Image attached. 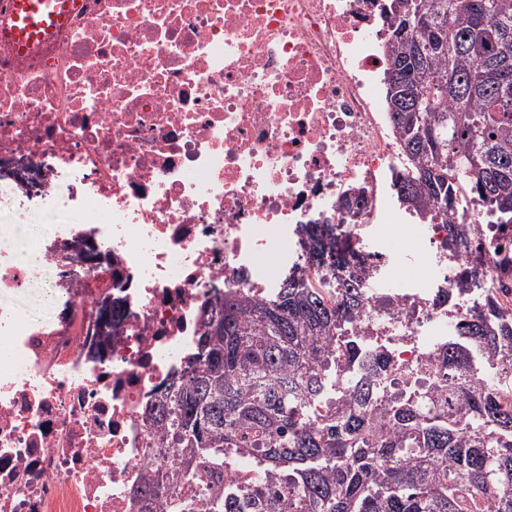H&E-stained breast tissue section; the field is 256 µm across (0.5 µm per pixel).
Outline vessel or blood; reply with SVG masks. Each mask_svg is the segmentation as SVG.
Segmentation results:
<instances>
[{
	"instance_id": "vessel-or-blood-1",
	"label": "vessel or blood",
	"mask_w": 512,
	"mask_h": 512,
	"mask_svg": "<svg viewBox=\"0 0 512 512\" xmlns=\"http://www.w3.org/2000/svg\"><path fill=\"white\" fill-rule=\"evenodd\" d=\"M65 11L64 0H14L9 21L0 24V37L17 49H30L45 39Z\"/></svg>"
}]
</instances>
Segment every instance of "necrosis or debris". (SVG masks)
<instances>
[{"mask_svg":"<svg viewBox=\"0 0 512 512\" xmlns=\"http://www.w3.org/2000/svg\"><path fill=\"white\" fill-rule=\"evenodd\" d=\"M387 0H71L28 53L0 41V206L79 204L83 224H0V512H139L170 471L145 411L198 352L211 304L281 286L300 227L332 224L366 279L411 224L383 74ZM355 198V208L343 202ZM106 214L108 223L96 220ZM483 239L484 287L512 311V227L465 195L426 226L421 276L400 278L377 330L406 379L453 331L449 224ZM44 306L48 316L36 319Z\"/></svg>","mask_w":512,"mask_h":512,"instance_id":"4bbe7bcc","label":"necrosis or debris"}]
</instances>
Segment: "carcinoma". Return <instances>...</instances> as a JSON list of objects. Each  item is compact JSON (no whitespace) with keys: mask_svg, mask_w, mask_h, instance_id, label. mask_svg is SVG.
Here are the masks:
<instances>
[{"mask_svg":"<svg viewBox=\"0 0 512 512\" xmlns=\"http://www.w3.org/2000/svg\"><path fill=\"white\" fill-rule=\"evenodd\" d=\"M394 0L385 84L411 172L398 201L423 217L477 195L490 223L512 225V0ZM424 97L418 112L415 100ZM315 287L288 276L267 299L227 295L211 306L193 375L172 380L148 409L175 479L224 478L209 512H512V315L489 291L470 302L479 244L448 224L460 308L454 334L425 357L427 380L391 389L399 364L368 343L393 301L366 286L331 224L301 227ZM253 454L261 468L239 477ZM167 481L137 490L142 512H195L166 499Z\"/></svg>","mask_w":512,"mask_h":512,"instance_id":"carcinoma-1","label":"carcinoma"}]
</instances>
